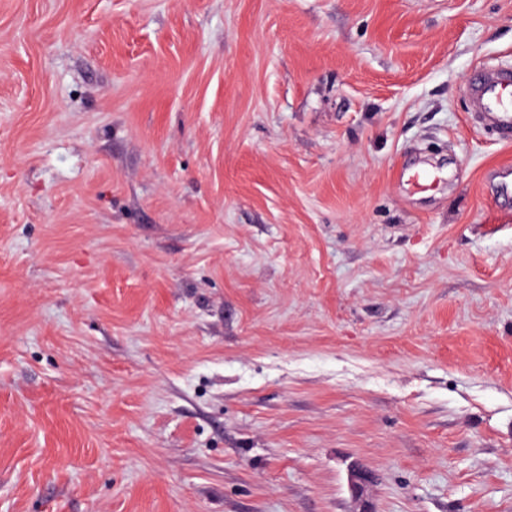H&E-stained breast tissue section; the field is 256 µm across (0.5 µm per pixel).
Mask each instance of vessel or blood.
I'll use <instances>...</instances> for the list:
<instances>
[{
	"label": "vessel or blood",
	"mask_w": 512,
	"mask_h": 512,
	"mask_svg": "<svg viewBox=\"0 0 512 512\" xmlns=\"http://www.w3.org/2000/svg\"><path fill=\"white\" fill-rule=\"evenodd\" d=\"M475 121L512 141V66L485 67L472 73L465 85Z\"/></svg>",
	"instance_id": "obj_1"
}]
</instances>
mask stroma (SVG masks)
Segmentation results:
<instances>
[{
	"label": "stroma",
	"mask_w": 512,
	"mask_h": 512,
	"mask_svg": "<svg viewBox=\"0 0 512 512\" xmlns=\"http://www.w3.org/2000/svg\"><path fill=\"white\" fill-rule=\"evenodd\" d=\"M478 64L512 0H0V512H512ZM372 481V474L363 468L355 467L349 470V488L352 496L359 504L358 512H375L367 497V490Z\"/></svg>",
	"instance_id": "obj_1"
}]
</instances>
